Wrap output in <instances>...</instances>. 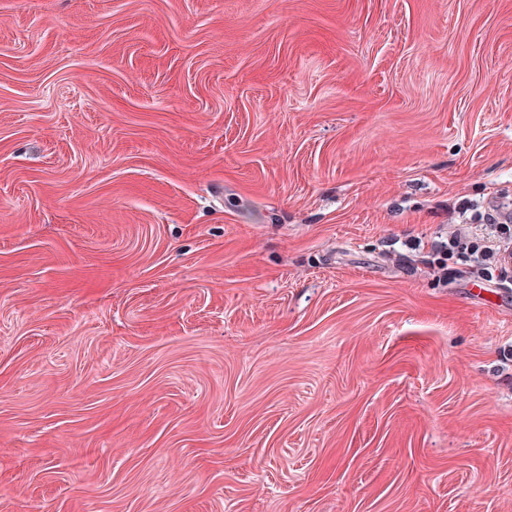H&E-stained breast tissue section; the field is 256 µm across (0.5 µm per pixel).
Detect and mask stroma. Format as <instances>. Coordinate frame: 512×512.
<instances>
[{"label":"stroma","instance_id":"35a3bbf8","mask_svg":"<svg viewBox=\"0 0 512 512\" xmlns=\"http://www.w3.org/2000/svg\"><path fill=\"white\" fill-rule=\"evenodd\" d=\"M512 0H0V512H512ZM498 213L485 214L481 221L485 224L457 225L459 228L448 234V238L439 240L432 246L433 253L438 256L436 265L431 266L435 272L446 271L448 269V260H452L459 255L469 254L473 259L470 274L481 279L491 281L498 270L506 268L509 263L507 256L512 259V229L509 225L510 220L500 221ZM494 227L497 233L493 240L481 236L478 227Z\"/></svg>","mask_w":512,"mask_h":512}]
</instances>
